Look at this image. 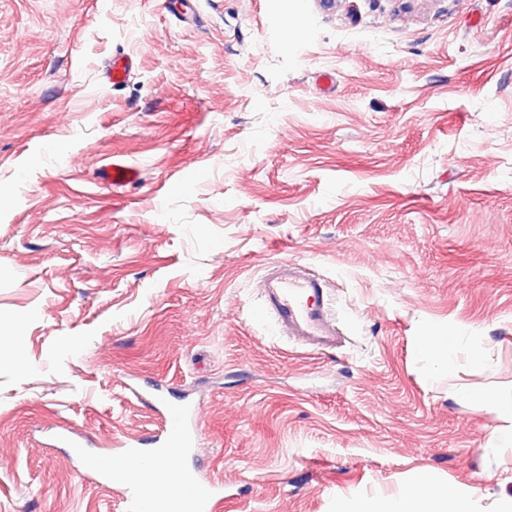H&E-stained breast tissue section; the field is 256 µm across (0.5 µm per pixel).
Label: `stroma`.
<instances>
[{
  "instance_id": "obj_1",
  "label": "stroma",
  "mask_w": 512,
  "mask_h": 512,
  "mask_svg": "<svg viewBox=\"0 0 512 512\" xmlns=\"http://www.w3.org/2000/svg\"><path fill=\"white\" fill-rule=\"evenodd\" d=\"M115 156L139 182L101 183ZM1 192L0 512H124L52 438L150 442L136 387L195 401L223 512L512 497V0H0ZM281 259L345 347L249 318ZM451 327L488 361L430 384L417 340ZM488 401L493 407L494 414L499 422L496 426L493 436L491 438L492 443L501 445H512V400L506 398H500L493 394H488ZM470 502L451 489L418 479L401 494L382 499L336 498L334 512H470Z\"/></svg>"
}]
</instances>
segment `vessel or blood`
Here are the masks:
<instances>
[{
	"mask_svg": "<svg viewBox=\"0 0 512 512\" xmlns=\"http://www.w3.org/2000/svg\"><path fill=\"white\" fill-rule=\"evenodd\" d=\"M105 183L120 188L136 183L138 167L121 159L112 160L101 171ZM254 321L272 322L283 336L314 351H330L342 347L345 338L329 306V290L325 280L304 264L284 259L267 268L260 279L258 299L249 309ZM163 421L162 437L148 462L162 468L168 459L181 456L196 445L190 425L187 403L167 399L162 391L150 394ZM125 512H157L160 503L150 497L139 484L126 485ZM191 512H213L224 499L221 483L192 475L186 486Z\"/></svg>",
	"mask_w": 512,
	"mask_h": 512,
	"instance_id": "1",
	"label": "vessel or blood"
}]
</instances>
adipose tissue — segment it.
Here are the masks:
<instances>
[{
    "label": "adipose tissue",
    "mask_w": 512,
    "mask_h": 512,
    "mask_svg": "<svg viewBox=\"0 0 512 512\" xmlns=\"http://www.w3.org/2000/svg\"><path fill=\"white\" fill-rule=\"evenodd\" d=\"M472 340L471 331L465 328L420 336L417 353L427 378L434 381L449 376L461 353L466 354L473 367H483L486 356L473 348ZM334 512H471V505L455 491L420 479L396 496L337 498Z\"/></svg>",
    "instance_id": "adipose-tissue-1"
}]
</instances>
